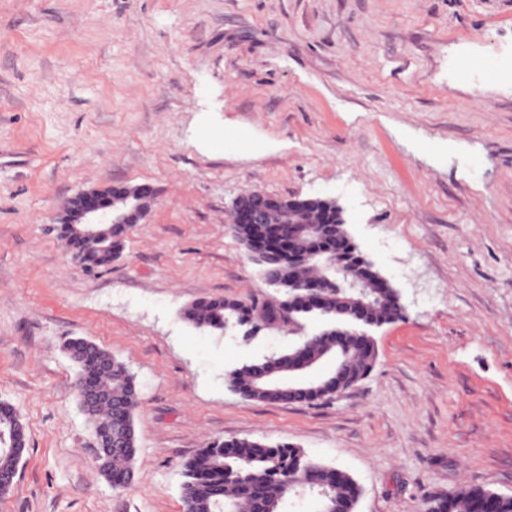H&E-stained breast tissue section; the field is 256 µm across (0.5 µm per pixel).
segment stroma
<instances>
[{"label":"stroma","mask_w":512,"mask_h":512,"mask_svg":"<svg viewBox=\"0 0 512 512\" xmlns=\"http://www.w3.org/2000/svg\"><path fill=\"white\" fill-rule=\"evenodd\" d=\"M157 192L109 269L53 219ZM327 197L401 296L371 373L327 405L242 399L233 367L319 322L194 328L195 300L272 297L227 221L240 195ZM140 389L135 478L99 471L67 340ZM27 450L0 512H181L216 440L290 443L356 512L512 495V0H0V403Z\"/></svg>","instance_id":"35a3bbf8"}]
</instances>
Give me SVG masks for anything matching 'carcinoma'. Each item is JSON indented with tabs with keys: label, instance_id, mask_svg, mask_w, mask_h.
<instances>
[{
	"label": "carcinoma",
	"instance_id": "carcinoma-1",
	"mask_svg": "<svg viewBox=\"0 0 512 512\" xmlns=\"http://www.w3.org/2000/svg\"><path fill=\"white\" fill-rule=\"evenodd\" d=\"M293 206L302 223L319 227L318 246L339 252L343 240L349 236L345 224L334 223L333 204L318 198L284 199ZM238 241L246 248L261 271L279 275L285 283L282 299L287 301L288 312L295 323L317 319L325 328L303 337L311 353L322 355L336 347L334 329L340 325L349 336L345 337L342 363L345 376L358 383L366 378L375 366L377 352L374 337L368 328H379L404 316L392 295L375 288L371 292L364 319L347 320L338 314L339 298L343 293L326 287L328 271L319 261L308 257L293 268L280 264L272 256L261 257L251 248L250 238L232 225ZM58 234L70 249L73 259L90 269L112 266V259L119 256L127 235L124 224H104L98 234L91 235L77 224H60ZM305 285L316 283L319 288L311 291L288 290V282ZM322 295L320 308L313 307V293ZM246 302L238 299L201 298L181 310L182 317L198 329L225 332L239 315ZM65 350L77 368V397L86 391L101 392L105 398L85 412L91 417L93 431L112 429L117 445L112 449L107 465L100 471L117 489H125L134 478L137 454L135 409L139 393L135 376L126 365L86 337H75L65 343ZM298 347L293 346L279 355L277 375L288 372L298 360ZM274 365V366H276ZM274 366L263 361L245 363L227 375L229 386L242 398L260 401H330L336 394L329 392H297L285 397L276 385L259 383L262 373L273 371ZM17 447L26 450L24 427L16 411L8 404H0V473L16 474L22 456L12 451ZM226 448H239L237 455L224 453ZM330 466L309 458L290 444L271 445L261 441L214 440L200 449L183 464L184 481L181 485V512H281L290 495L299 490L293 478L309 473L320 496V510L328 509L338 501L356 503L359 488L347 473H338L329 480ZM486 501L495 504L497 512H512V497L478 487L462 488L448 496H434L425 503L424 512H477Z\"/></svg>",
	"mask_w": 512,
	"mask_h": 512
}]
</instances>
